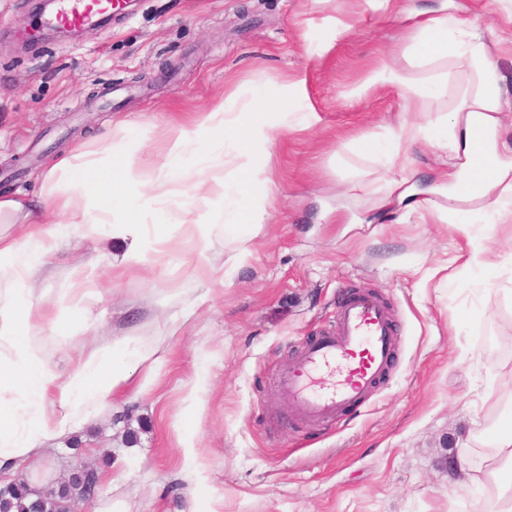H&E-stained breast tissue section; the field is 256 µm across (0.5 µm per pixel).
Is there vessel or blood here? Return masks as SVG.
<instances>
[{
    "label": "vessel or blood",
    "instance_id": "1",
    "mask_svg": "<svg viewBox=\"0 0 512 512\" xmlns=\"http://www.w3.org/2000/svg\"><path fill=\"white\" fill-rule=\"evenodd\" d=\"M120 8L119 0H79L62 20L80 27L94 14ZM395 349L396 330L384 303L369 295L353 297L339 307L334 328L304 347L281 373L277 388L301 419L327 422L369 394Z\"/></svg>",
    "mask_w": 512,
    "mask_h": 512
}]
</instances>
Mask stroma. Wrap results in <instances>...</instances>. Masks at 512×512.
Returning <instances> with one entry per match:
<instances>
[{"label": "stroma", "instance_id": "1", "mask_svg": "<svg viewBox=\"0 0 512 512\" xmlns=\"http://www.w3.org/2000/svg\"><path fill=\"white\" fill-rule=\"evenodd\" d=\"M31 9L0 0L2 193L38 200L50 162L80 143L103 162L111 145L159 159L177 122L266 76L307 70L321 121L274 132L266 169L279 193L263 223L233 236L216 226L200 241L171 206L166 244L127 271L112 266L124 240L60 238L31 300L57 303L76 265L93 274L89 313L60 311L59 327L32 338L53 371L67 377L80 350L121 336L162 345L168 361L151 389L132 384L95 404L84 425L1 468L0 483L55 489L85 465L100 481L85 512H184L193 467L200 512H485L484 434L512 413V223L477 216L464 234L415 213L375 216L371 189L396 173L344 148L406 109L398 89L356 92L402 50L401 25L363 0H137L80 38L25 47L18 31ZM448 10L483 29L512 97V44L498 39L512 0H448ZM329 15L353 30L308 66ZM348 202L358 223L338 219ZM484 241L499 266H462L460 254ZM358 295L392 314L393 362L336 421H303L277 376Z\"/></svg>", "mask_w": 512, "mask_h": 512}]
</instances>
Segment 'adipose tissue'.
Masks as SVG:
<instances>
[{
  "label": "adipose tissue",
  "mask_w": 512,
  "mask_h": 512,
  "mask_svg": "<svg viewBox=\"0 0 512 512\" xmlns=\"http://www.w3.org/2000/svg\"><path fill=\"white\" fill-rule=\"evenodd\" d=\"M374 11L404 23L405 55L409 66L382 62L364 82L365 87H393L401 91L414 119L387 128V149L380 161L399 169L400 178L381 189L380 207L411 214L424 210L440 221H452L467 230L472 203L512 222V141L503 135V117L512 111V98L504 95L495 68L485 51L484 33L474 22L449 15L447 6L419 10L410 0H364ZM469 72L473 81L454 104L434 109L447 95L449 68ZM421 76H413V69ZM305 72H298L279 95L257 88L246 98H228L179 124L161 160L144 173L133 153L112 154L108 163L78 152L60 159L49 171L48 190L38 205L0 196V222L23 215L18 237L0 236V280L11 283L0 294V467L34 455L42 441L65 433L90 416L91 406L123 390L137 379L149 390L157 367L167 361L164 350L142 347L126 336L80 354L75 371L57 383L31 337L51 317L26 298L24 286L36 271L50 265L55 245L51 229L56 219L83 235L100 234L104 222L128 239L122 262L132 268L143 264L165 239L161 224L146 225L144 216H163L173 198L206 193L210 209L206 221H194L198 233L208 225L234 231L242 224L262 223L277 191L266 176L264 161L277 130L310 128L320 121L304 92ZM485 133L484 150H476L475 129ZM425 143L452 154L453 165L442 172L430 189L413 181L416 160L411 148ZM476 182L477 197L458 193L463 177ZM449 199L442 207L437 196ZM58 387L55 410L42 407V398ZM490 445L488 477L496 486L491 512H512V493L501 483L503 467L512 468V428L497 432Z\"/></svg>",
  "instance_id": "adipose-tissue-1"
}]
</instances>
